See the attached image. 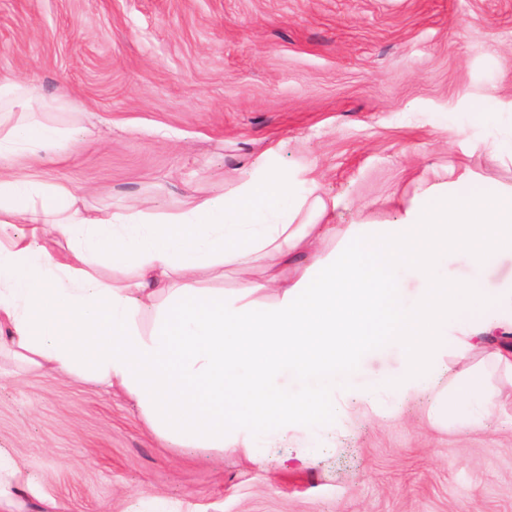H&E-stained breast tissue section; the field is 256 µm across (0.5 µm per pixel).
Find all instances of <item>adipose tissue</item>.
I'll list each match as a JSON object with an SVG mask.
<instances>
[{
  "mask_svg": "<svg viewBox=\"0 0 512 512\" xmlns=\"http://www.w3.org/2000/svg\"><path fill=\"white\" fill-rule=\"evenodd\" d=\"M42 110L28 85L0 79V328L18 358L124 390L162 436L242 448L257 463L293 439L314 459L349 396L396 412L434 385L448 352L465 356L470 339L512 330V277L490 278L512 256V187L477 182L427 196L393 224H348L343 250L325 258L297 218L308 204L327 215L339 199L308 201L277 174L160 217L87 209L71 186L12 163L64 140L37 120ZM17 224L29 233L11 234ZM462 250L459 280L452 264ZM303 252L311 264L289 276ZM259 257L264 279H241L229 294L199 285L200 274ZM96 267L130 279L106 283ZM268 288L279 300L257 304ZM390 353L400 371L365 375L368 355ZM438 406L468 430L494 400L463 382Z\"/></svg>",
  "mask_w": 512,
  "mask_h": 512,
  "instance_id": "1",
  "label": "adipose tissue"
}]
</instances>
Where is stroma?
<instances>
[{
  "label": "stroma",
  "instance_id": "stroma-1",
  "mask_svg": "<svg viewBox=\"0 0 512 512\" xmlns=\"http://www.w3.org/2000/svg\"><path fill=\"white\" fill-rule=\"evenodd\" d=\"M0 78L67 129L41 180L112 212L285 174L342 197L330 221L392 224L430 186H512V0H0ZM484 343L447 356L500 405L472 430L430 392L396 416L348 400L330 448L262 466L182 448L119 388L0 344V451L29 477L14 512H512V372Z\"/></svg>",
  "mask_w": 512,
  "mask_h": 512
}]
</instances>
